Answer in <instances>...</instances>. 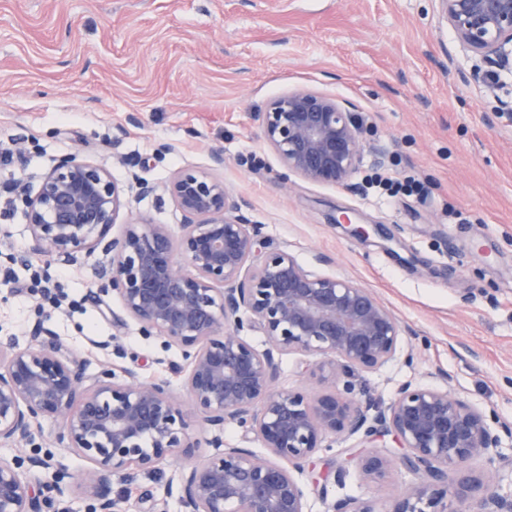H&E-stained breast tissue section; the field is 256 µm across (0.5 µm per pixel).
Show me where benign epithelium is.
Segmentation results:
<instances>
[{
  "mask_svg": "<svg viewBox=\"0 0 512 512\" xmlns=\"http://www.w3.org/2000/svg\"><path fill=\"white\" fill-rule=\"evenodd\" d=\"M456 40L491 68H512V0H438ZM282 178L343 186L374 146L355 112L337 98L299 88L258 114ZM30 234V253L82 262L98 247L112 254L96 296L114 295L121 314L145 337L180 352L187 396L166 379H142L134 368L87 372L36 319L28 344L0 341V444L31 445L45 419L59 422L53 442L90 464L84 477L93 512H123L111 480L132 481L159 463L186 458L208 433L214 452L182 464L175 481L182 512H307L299 479L311 459L346 436L373 452L352 458L364 477L385 481L394 462L420 475L386 512H512L491 475L470 464H494L499 436L484 412L446 389L407 383L387 405L363 398L347 376L374 371L397 353L402 329L367 288L307 270L273 246L261 227L240 215L224 182L184 168L166 187L184 218L174 236L146 219L110 235L128 197L156 186L130 172L119 185L103 165L80 153L61 158L40 181H17ZM263 336L262 347L251 337ZM302 357V371L331 393L311 395L277 385L283 356ZM241 444L224 442V425ZM259 442L267 454L247 443ZM402 449L394 460L379 448ZM37 453L0 457V512H59L72 491L62 466ZM330 512H377L369 501L344 498Z\"/></svg>",
  "mask_w": 512,
  "mask_h": 512,
  "instance_id": "7a95c632",
  "label": "benign epithelium"
}]
</instances>
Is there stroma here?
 <instances>
[{
  "label": "stroma",
  "mask_w": 512,
  "mask_h": 512,
  "mask_svg": "<svg viewBox=\"0 0 512 512\" xmlns=\"http://www.w3.org/2000/svg\"><path fill=\"white\" fill-rule=\"evenodd\" d=\"M486 66L442 23L435 0H0V253L27 255L0 277V337L26 345L40 314L89 372L138 368L169 378L174 350L116 323L115 296L94 298L111 258L95 250L78 265L28 255L22 203L6 205L18 174L37 180L65 155L129 169L157 192L131 200L121 222L146 217L179 232L182 215L165 191L180 169L212 172L266 238L319 273L369 289L404 330L397 357L353 376L357 392L390 402L406 383L442 387L484 411L500 435L494 471L512 490V69L491 89ZM308 88L344 101L370 127L366 153L345 187L298 177L282 182L259 112ZM169 145L159 154L160 145ZM224 156L214 167L212 153ZM398 159L425 198L366 195L370 167ZM376 225L352 238L336 214ZM358 436L319 452L301 480L308 512L343 498L386 512L417 475L388 480L336 468ZM174 462L135 483L113 477L125 512H181Z\"/></svg>",
  "instance_id": "1"
}]
</instances>
